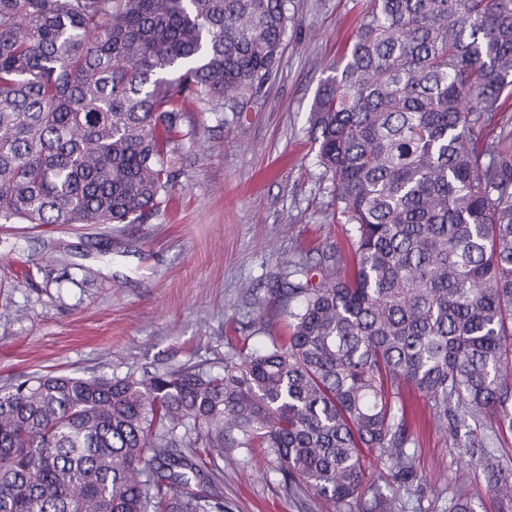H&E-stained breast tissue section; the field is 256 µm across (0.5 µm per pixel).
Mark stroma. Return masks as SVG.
I'll return each mask as SVG.
<instances>
[{
	"label": "stroma",
	"mask_w": 512,
	"mask_h": 512,
	"mask_svg": "<svg viewBox=\"0 0 512 512\" xmlns=\"http://www.w3.org/2000/svg\"><path fill=\"white\" fill-rule=\"evenodd\" d=\"M362 3L288 0L278 72L245 111L187 110L196 134L171 156L175 190L147 222L0 223V386L49 371L219 367L242 345L286 335V302L270 290L287 264L316 281L324 254L351 249L308 116ZM409 404L417 478L404 512H448L461 481L477 512H499L426 398ZM221 489L230 512H312L288 499L258 448L225 461Z\"/></svg>",
	"instance_id": "stroma-1"
}]
</instances>
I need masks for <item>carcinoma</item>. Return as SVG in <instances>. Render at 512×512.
Returning a JSON list of instances; mask_svg holds the SVG:
<instances>
[{
  "label": "carcinoma",
  "instance_id": "1",
  "mask_svg": "<svg viewBox=\"0 0 512 512\" xmlns=\"http://www.w3.org/2000/svg\"><path fill=\"white\" fill-rule=\"evenodd\" d=\"M290 24L287 0H0V220L149 219L183 105L242 111ZM344 59L309 124L351 258L284 273L288 336L220 371L1 388L0 512H227L224 451L255 446L294 501L398 512L407 390L487 431L463 454L512 512V151L475 147L512 98V0H366Z\"/></svg>",
  "mask_w": 512,
  "mask_h": 512
}]
</instances>
